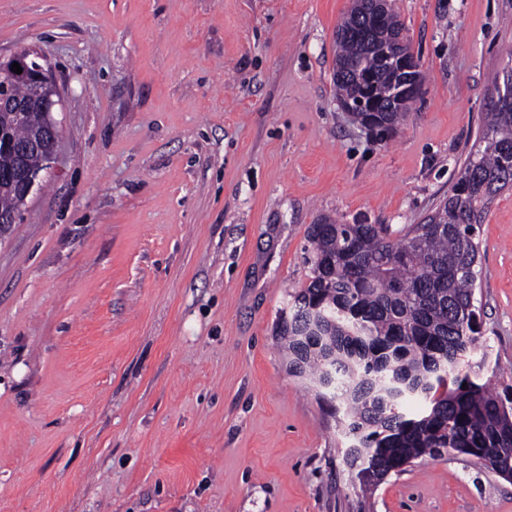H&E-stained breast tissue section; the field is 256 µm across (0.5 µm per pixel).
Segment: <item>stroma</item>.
Returning a JSON list of instances; mask_svg holds the SVG:
<instances>
[{"label":"stroma","mask_w":512,"mask_h":512,"mask_svg":"<svg viewBox=\"0 0 512 512\" xmlns=\"http://www.w3.org/2000/svg\"><path fill=\"white\" fill-rule=\"evenodd\" d=\"M352 0H0L39 51L54 162L0 236V512H512L455 453L360 500L348 440L275 324L307 228L420 224L512 75V0H395L426 92L397 134L336 94ZM470 356L512 385V190L477 229Z\"/></svg>","instance_id":"obj_1"}]
</instances>
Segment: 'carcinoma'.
Wrapping results in <instances>:
<instances>
[{"label": "carcinoma", "instance_id": "carcinoma-1", "mask_svg": "<svg viewBox=\"0 0 512 512\" xmlns=\"http://www.w3.org/2000/svg\"><path fill=\"white\" fill-rule=\"evenodd\" d=\"M343 26L336 65H360L383 83L371 43L400 35L399 14L391 7L375 22L352 9ZM336 89L340 100L359 103L354 76L336 73ZM0 94L22 102L30 88L0 74ZM415 102H383L392 107L391 132ZM44 134L40 109L21 119L0 109V136L22 144ZM481 140L448 200L398 236L379 224L327 219L307 229L312 277L293 295L294 312L280 318L277 336L288 372L338 401L351 440L344 461L364 495L415 460L450 452L512 469V386L497 392L465 366L480 329L477 222L491 197L512 189V106L488 108ZM17 201L16 183L0 177V216Z\"/></svg>", "mask_w": 512, "mask_h": 512}]
</instances>
